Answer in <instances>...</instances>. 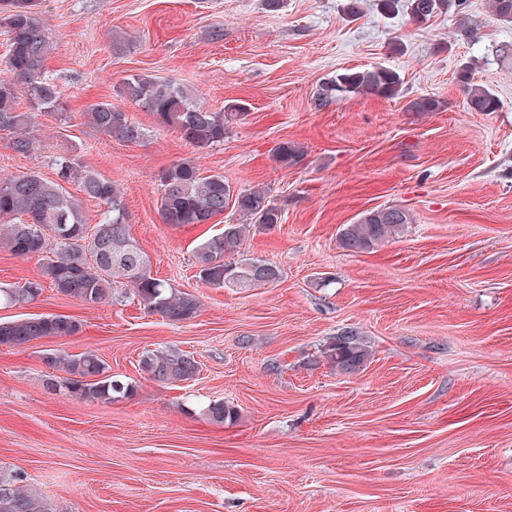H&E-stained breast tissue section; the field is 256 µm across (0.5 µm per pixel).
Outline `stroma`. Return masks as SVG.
Here are the masks:
<instances>
[{
	"label": "stroma",
	"mask_w": 512,
	"mask_h": 512,
	"mask_svg": "<svg viewBox=\"0 0 512 512\" xmlns=\"http://www.w3.org/2000/svg\"><path fill=\"white\" fill-rule=\"evenodd\" d=\"M39 0L55 48L47 76L63 85L68 122L43 115L41 150L12 151L0 132V173L55 175L69 154L120 185L130 232L154 277L197 296L199 315L175 323L136 297L86 305L44 288L0 307V321L64 315L65 339L0 346V467L18 469L57 512H512V24L468 0L474 40L446 14L424 23L362 0ZM125 40L114 45L113 33ZM500 100L472 112L458 81ZM397 71L394 98L352 94L320 105L322 84L345 71ZM147 74L191 88L204 106L247 111L221 144L197 149L154 125L118 93ZM439 103L415 112V99ZM121 108L149 137L123 143L82 112ZM305 151L279 166L281 142ZM194 158L238 189H268L282 211L253 229L244 257L278 266L264 288H216L196 276L194 252L226 223L172 227L159 213L157 175ZM410 212L394 238L350 252L340 233L365 213ZM357 329L370 357L337 371L322 350ZM176 346L201 366L192 381L148 378L143 352ZM60 349L95 351L132 383L112 403L53 390ZM212 400L238 416L213 423Z\"/></svg>",
	"instance_id": "35a3bbf8"
}]
</instances>
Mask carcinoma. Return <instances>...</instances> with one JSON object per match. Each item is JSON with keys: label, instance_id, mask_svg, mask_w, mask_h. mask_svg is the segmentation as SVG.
<instances>
[{"label": "carcinoma", "instance_id": "1", "mask_svg": "<svg viewBox=\"0 0 512 512\" xmlns=\"http://www.w3.org/2000/svg\"><path fill=\"white\" fill-rule=\"evenodd\" d=\"M408 2L410 18L423 23L438 14L461 13L465 0H375L385 14L399 11ZM36 0H0V27L7 35L4 57L5 73L0 76V131L8 132L10 148L30 155L42 146L37 136V117L41 114H65L66 91L46 75L44 63L54 50V43L44 29ZM491 9L501 21L512 23V0H491ZM472 112H495L499 99L490 89L472 82L471 66L459 73ZM402 79L394 70L375 67L348 71L322 85L320 100L328 103L342 93L374 94L394 98L401 92ZM28 98L29 107H17L19 95ZM120 94L128 102L150 113L157 126L174 130L189 145L206 148L224 141L228 114L244 111L232 105L223 112H213L195 100L182 86L150 75H134L123 80ZM90 126L108 137L139 143L147 129L109 102L90 104L83 111ZM302 147L282 142L276 161L283 167L297 164ZM55 177L47 179L36 172L0 176V246L18 257L36 256L40 278L20 288H0V302L20 304L36 299L44 283L63 296L95 305L112 298L122 286L138 297L150 314L171 322L194 319L201 307L199 299L181 291L151 273L149 256L128 233V214L122 190L98 172L79 165L68 155L54 158ZM78 183L82 197L71 194L65 185ZM160 207L163 223L172 227L210 224L235 208L245 218L243 224H226L224 231L201 242L195 251L198 277L216 288H262L277 282L281 270L256 258H240L241 247L250 227L272 228L281 223L280 208L263 188L235 189L224 174H205L191 158L179 160L159 175ZM104 204L97 224L85 222L82 199ZM412 223L410 214L389 207L365 213L356 223L348 224L340 234L341 245L362 252L397 235ZM80 329L73 319L63 315H33L0 322V346L23 347L44 338H65ZM323 354L336 369L355 373L369 357L368 345L351 328L334 337ZM52 368H61L68 377L52 388L71 396L110 403L134 393V386L106 371L102 359L93 350L70 355L57 350L44 355ZM141 369L149 379L161 384L187 382L199 372V363L176 346L145 352ZM204 413L216 423L237 416L235 407L211 401ZM0 512H54L41 493L24 483L14 470L0 467Z\"/></svg>", "mask_w": 512, "mask_h": 512}]
</instances>
